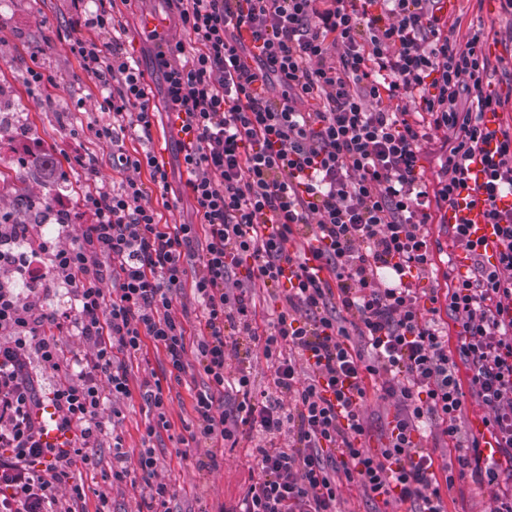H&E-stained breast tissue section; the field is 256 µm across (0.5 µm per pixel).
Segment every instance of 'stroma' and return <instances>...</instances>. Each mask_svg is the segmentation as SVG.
Here are the masks:
<instances>
[{"label":"stroma","mask_w":512,"mask_h":512,"mask_svg":"<svg viewBox=\"0 0 512 512\" xmlns=\"http://www.w3.org/2000/svg\"><path fill=\"white\" fill-rule=\"evenodd\" d=\"M446 10L449 19H461L466 25L481 21L501 33L512 26V17L500 13L496 0H485L481 5L476 0H447ZM68 13L69 0H13L12 12L0 16V83L13 87L17 98L28 99L29 89L23 76L32 61H39L54 78L53 85L47 89L48 96L57 99L60 107H79L83 123L88 124L104 118L98 110L100 92L69 53ZM124 13L128 23L126 46L143 68H150L152 44L143 34V20L147 17L164 20L166 4L164 0H130ZM48 33L55 41L50 50L43 43ZM28 118L57 166H66L69 138L57 113L32 111ZM177 138L169 114L164 111L157 114L148 148L166 164L172 190L165 197L155 189L149 195L153 204L161 207L168 223L188 224L194 222L195 216L185 179L178 169ZM185 363L187 374L182 384L173 385L166 401L171 427L152 441L158 458L157 478L170 489L171 512H218L222 507L229 510L257 478L253 451L242 447L216 449V468L204 469L199 465L204 458L203 451L184 449L181 439L186 434L185 424L191 420L192 398L205 380L194 355H187ZM127 364L132 377V397L122 405L124 419L118 431L130 457L134 458L142 446L141 436L147 421L144 381L168 374L170 365L163 352L151 347L141 355L128 358ZM92 455L96 467L74 472L75 480L86 488L87 512H94L95 493L99 490L107 493L112 512H137L145 492L144 483L113 482L112 450L108 446L93 449ZM446 503L448 512H491L494 506L492 491L469 478L456 481Z\"/></svg>","instance_id":"stroma-1"}]
</instances>
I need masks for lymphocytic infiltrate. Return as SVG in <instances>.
Wrapping results in <instances>:
<instances>
[{
  "label": "lymphocytic infiltrate",
  "instance_id": "lymphocytic-infiltrate-1",
  "mask_svg": "<svg viewBox=\"0 0 512 512\" xmlns=\"http://www.w3.org/2000/svg\"><path fill=\"white\" fill-rule=\"evenodd\" d=\"M116 2L69 7V50L109 116L88 131L117 175L99 183L96 158L72 144L87 185L72 218L79 233L46 254L77 308L47 314L0 287V512H79L86 489L71 473L106 440L113 481L139 472L142 508L170 512L151 446L170 426L162 379L144 395L151 419L137 459L116 430L132 395L126 358L149 345L167 356L171 380L190 351L206 378L189 443L257 441L258 478L231 512H337L345 483L387 506L447 512L465 477L493 487L494 512H512V122L483 126L512 97L488 81L506 59L492 56L484 27L458 42L443 0H166L186 37L149 30L145 70L126 53ZM161 107L178 131L193 224L163 223L148 199L147 185L171 190L146 148ZM443 129L450 138L437 140ZM134 139L144 150L128 149ZM477 152L497 251L487 256L468 225H452L468 269L446 295L421 294L440 250L428 226L454 204ZM430 153L440 160L434 184L424 177ZM185 287L201 305L192 340L177 313ZM257 288L279 302L264 329ZM74 332L83 353L69 344ZM231 335L257 343L273 390L231 367ZM33 356L53 373L51 388L33 376ZM373 394L396 408L378 448L363 415ZM469 396L485 409L492 456L463 434ZM47 404L64 447L38 418ZM430 427L453 443L454 461L424 451Z\"/></svg>",
  "mask_w": 512,
  "mask_h": 512
}]
</instances>
